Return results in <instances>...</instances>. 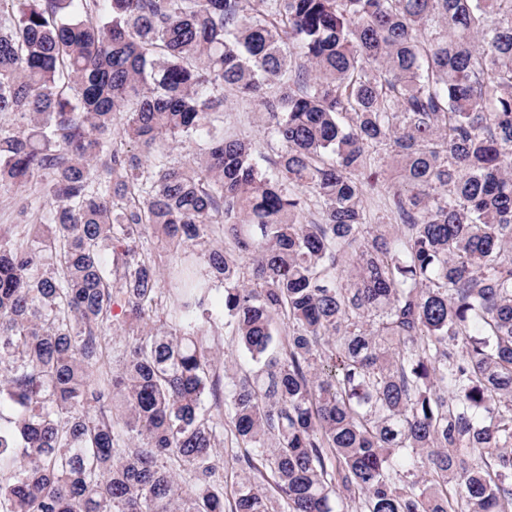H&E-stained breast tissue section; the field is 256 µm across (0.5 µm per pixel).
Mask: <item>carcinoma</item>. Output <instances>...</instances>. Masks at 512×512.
<instances>
[{"label": "carcinoma", "instance_id": "1", "mask_svg": "<svg viewBox=\"0 0 512 512\" xmlns=\"http://www.w3.org/2000/svg\"><path fill=\"white\" fill-rule=\"evenodd\" d=\"M262 2L0 0V512H512V0ZM263 112L266 111L261 102L242 99L224 90V112L215 114L212 120L214 125L223 128L225 132L236 133L251 140L257 153L271 156V146L274 145ZM205 142L197 137H181L169 147V160L172 164L180 165L197 160L205 152Z\"/></svg>", "mask_w": 512, "mask_h": 512}]
</instances>
